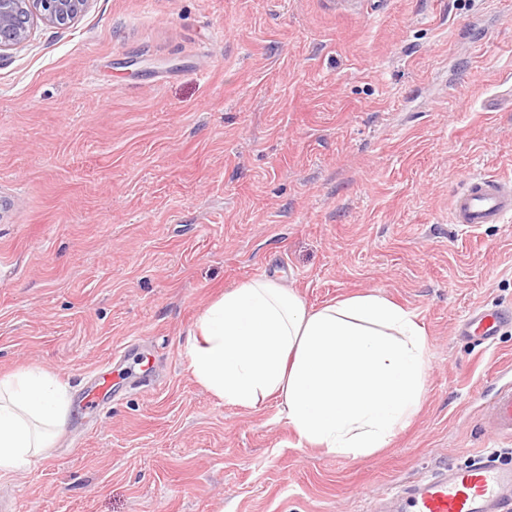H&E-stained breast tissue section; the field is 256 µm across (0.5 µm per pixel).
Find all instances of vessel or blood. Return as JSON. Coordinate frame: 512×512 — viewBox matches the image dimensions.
<instances>
[{
    "label": "vessel or blood",
    "instance_id": "b4317fda",
    "mask_svg": "<svg viewBox=\"0 0 512 512\" xmlns=\"http://www.w3.org/2000/svg\"><path fill=\"white\" fill-rule=\"evenodd\" d=\"M512 216V181L485 175H462L451 204L452 223L472 230L501 224ZM512 314L501 309L473 310L458 329L474 345L494 339ZM113 377L101 368L83 393L79 407L92 411L112 395ZM485 428L512 438V384L499 387L485 407ZM403 512H512V465L474 460L418 478L407 489Z\"/></svg>",
    "mask_w": 512,
    "mask_h": 512
}]
</instances>
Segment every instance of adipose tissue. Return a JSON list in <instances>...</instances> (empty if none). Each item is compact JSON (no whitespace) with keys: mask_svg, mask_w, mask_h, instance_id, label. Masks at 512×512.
Masks as SVG:
<instances>
[{"mask_svg":"<svg viewBox=\"0 0 512 512\" xmlns=\"http://www.w3.org/2000/svg\"><path fill=\"white\" fill-rule=\"evenodd\" d=\"M425 334L416 315L377 294L307 310L276 280L225 290L186 340L195 381L225 403L279 399L299 443L360 457L388 446L417 413ZM70 394L47 370L0 376V477L39 458L67 422Z\"/></svg>","mask_w":512,"mask_h":512,"instance_id":"1","label":"adipose tissue"}]
</instances>
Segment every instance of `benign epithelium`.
Returning a JSON list of instances; mask_svg holds the SVG:
<instances>
[{
	"label": "benign epithelium",
	"mask_w": 512,
	"mask_h": 512,
	"mask_svg": "<svg viewBox=\"0 0 512 512\" xmlns=\"http://www.w3.org/2000/svg\"><path fill=\"white\" fill-rule=\"evenodd\" d=\"M87 3L88 0H0V55L25 45L31 18L65 26L81 14Z\"/></svg>",
	"instance_id": "benign-epithelium-1"
}]
</instances>
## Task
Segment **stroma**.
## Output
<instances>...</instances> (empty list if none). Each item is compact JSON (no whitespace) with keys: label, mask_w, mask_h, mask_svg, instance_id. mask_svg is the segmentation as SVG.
Returning a JSON list of instances; mask_svg holds the SVG:
<instances>
[{"label":"stroma","mask_w":512,"mask_h":512,"mask_svg":"<svg viewBox=\"0 0 512 512\" xmlns=\"http://www.w3.org/2000/svg\"><path fill=\"white\" fill-rule=\"evenodd\" d=\"M512 178V0H89L0 57V374L111 411L0 478L11 512H375L512 441L483 407L512 326V219L450 221L465 172ZM274 277L316 309L382 295L426 335L422 405L360 457L299 444L272 398L224 403L185 343L224 289ZM511 316L502 309L476 308L463 321L458 329L459 336L470 340L474 346H480L494 339L509 323ZM108 367L101 368L94 376L90 387L83 393L79 407L83 411H93L105 403L112 395L113 377Z\"/></svg>","instance_id":"obj_1"}]
</instances>
